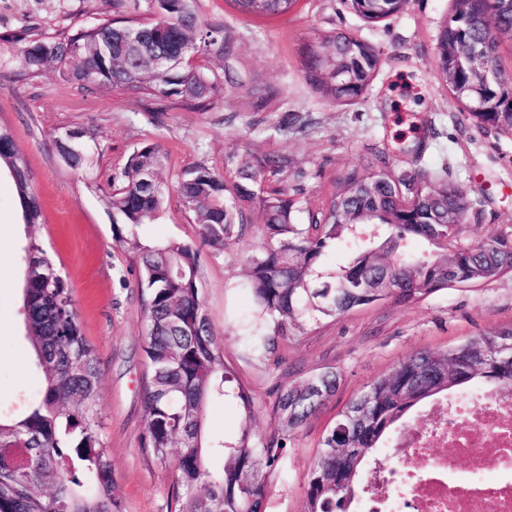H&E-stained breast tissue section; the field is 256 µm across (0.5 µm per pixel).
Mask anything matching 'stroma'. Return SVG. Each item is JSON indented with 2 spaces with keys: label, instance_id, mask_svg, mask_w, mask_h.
Masks as SVG:
<instances>
[{
  "label": "stroma",
  "instance_id": "1",
  "mask_svg": "<svg viewBox=\"0 0 512 512\" xmlns=\"http://www.w3.org/2000/svg\"><path fill=\"white\" fill-rule=\"evenodd\" d=\"M205 26L229 28L236 42L233 67L238 84L208 110L172 108L154 123L146 101L109 91H89L52 72L20 74L10 37L65 35L112 19V0H0V124L10 128L26 159L43 220L36 231L74 289L85 336L95 345L104 372L98 406L104 440L122 512H169L172 472L151 464L139 450L144 428L141 381L146 371L144 321L137 274L113 247L112 210L106 194L134 150L160 146V180L166 204L161 217L144 225L157 240L194 241L191 223L176 191L187 167L224 170L243 147L287 155L304 172L308 190L326 195L337 179L386 159L397 170H421L431 179L461 184L481 210L480 221L462 225L458 239L472 243L512 234V136L483 131L462 114L436 68L440 28L454 0H408L396 16L369 22L349 0H299L285 17L239 14L228 0H196ZM345 31L369 41L380 65L365 95L333 104L313 91L300 47L314 34ZM273 86L278 95L258 108L251 89ZM312 118L308 132H276L284 113ZM65 126L100 134V156L90 172L70 168L55 153L52 138ZM257 232L222 255L202 249L205 309L225 361L254 397L252 428L268 432L276 395L285 380L296 385L333 368L340 373L336 395L298 430L282 478L274 484L267 512H302L304 482L337 413L402 360L425 349H449L492 328L512 324V273L450 288L414 307L390 302L321 318L315 329L283 341L280 365L245 354L247 342L232 329L252 309L239 288L243 260L258 244ZM26 232L14 182L0 170V408L14 411L23 395L40 384L41 373L26 338L21 270Z\"/></svg>",
  "mask_w": 512,
  "mask_h": 512
}]
</instances>
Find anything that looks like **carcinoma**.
I'll return each instance as SVG.
<instances>
[{
	"label": "carcinoma",
	"instance_id": "carcinoma-1",
	"mask_svg": "<svg viewBox=\"0 0 512 512\" xmlns=\"http://www.w3.org/2000/svg\"><path fill=\"white\" fill-rule=\"evenodd\" d=\"M153 22L143 40L126 42L137 16L112 19V49L101 47L95 25L64 37L24 41L16 57L24 74L55 71L82 83L80 53L96 60L93 89L142 95L157 103L207 109L234 83L230 60L235 41L220 28L203 27L196 0H144ZM248 17L287 16L298 0H230ZM363 19L376 22L401 13L406 0H350ZM512 42V0H456L436 46L442 82L467 118L500 135H512V74L478 60L496 61ZM182 44L194 56L224 60V75L192 62L169 70L156 66L158 54ZM307 82L324 99L343 103L367 90L379 54L366 40L329 31L301 47ZM74 155L73 167L90 171L99 158L98 136ZM0 164L14 181L24 225L22 274L26 337L42 372V384L17 416L0 414V512H121L112 479V459L101 434L98 399L103 383L97 352L78 321L73 291L54 256L33 235L42 212L31 174L11 131L0 126ZM231 178L198 164L183 172L180 201L196 224L202 245L219 254L257 229L259 243L244 258L245 273L235 288L251 294V315L238 323L248 339L247 355L279 364V341L379 301L413 307L454 285L495 279L512 272V234L462 245L460 221L479 220L481 211L453 181L434 182L423 173L396 172L383 161L365 172H348L336 190L310 200L304 175L286 176L288 157L256 153L248 146L232 155ZM160 148L135 150L114 178V247L137 268L143 301L148 372L143 380L144 431L139 447L155 465L172 469L174 512H265L280 477L295 431L319 414L335 395L338 374L330 369L300 385L281 384L272 407L276 427L251 429L254 398L224 361L203 302L200 249L181 240L149 241L139 233L160 214L165 194L157 178ZM308 222H302V215ZM433 250L416 254L411 240ZM338 243L347 261L324 265ZM512 345V326L495 328L457 347L420 351L379 377L352 399L322 440L305 483L303 512H352L382 441L420 402L456 389L512 390V357L493 354ZM212 402L238 408L237 436L212 435L207 409Z\"/></svg>",
	"mask_w": 512,
	"mask_h": 512
}]
</instances>
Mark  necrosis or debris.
<instances>
[{
	"mask_svg": "<svg viewBox=\"0 0 512 512\" xmlns=\"http://www.w3.org/2000/svg\"><path fill=\"white\" fill-rule=\"evenodd\" d=\"M399 430L362 512H512V392L459 396Z\"/></svg>",
	"mask_w": 512,
	"mask_h": 512,
	"instance_id": "4bbe7bcc",
	"label": "necrosis or debris"
}]
</instances>
